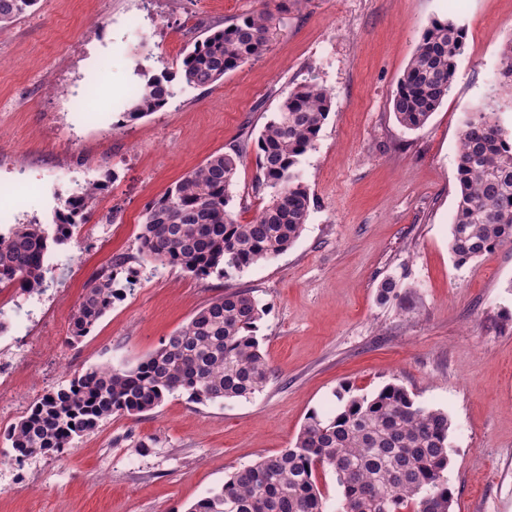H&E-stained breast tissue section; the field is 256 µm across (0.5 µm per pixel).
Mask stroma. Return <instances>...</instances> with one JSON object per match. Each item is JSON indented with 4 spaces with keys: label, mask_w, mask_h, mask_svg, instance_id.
Masks as SVG:
<instances>
[{
    "label": "stroma",
    "mask_w": 512,
    "mask_h": 512,
    "mask_svg": "<svg viewBox=\"0 0 512 512\" xmlns=\"http://www.w3.org/2000/svg\"><path fill=\"white\" fill-rule=\"evenodd\" d=\"M266 0H39L0 27V205L18 224H51L64 198L105 182L86 224L47 261L45 288L0 289V362L26 403L0 397L10 422L89 368L145 359L225 290H249L273 370L263 392L222 403L174 394L136 417L114 415L57 459L36 456L13 480L0 446V512H187L235 469L293 447L311 412L336 393L389 383L447 412L454 512H512V244L457 264L458 135L495 96L512 133V97L492 93L512 37V0H288L257 60L176 96L136 121L125 112L144 79L176 71L194 41ZM141 29L133 31L130 18ZM464 26L447 96L420 129L391 98L431 20ZM315 79L331 108L299 169L309 219L283 254L227 278L143 260L146 206L210 156L247 148L229 209L251 221L269 200L256 186L257 139L289 88ZM121 294L69 343L85 286L117 257ZM397 299L381 302L385 279Z\"/></svg>",
    "instance_id": "35a3bbf8"
}]
</instances>
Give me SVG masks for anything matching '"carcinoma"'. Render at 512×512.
<instances>
[{
  "label": "carcinoma",
  "instance_id": "1",
  "mask_svg": "<svg viewBox=\"0 0 512 512\" xmlns=\"http://www.w3.org/2000/svg\"><path fill=\"white\" fill-rule=\"evenodd\" d=\"M37 0H0V23L28 12ZM270 8L225 22L194 44L174 73L151 76L126 116L141 119L164 108L173 82L207 87L259 58L274 37ZM464 29L452 19L424 30L398 80L392 111L406 129L423 127L448 94L462 54ZM496 83L512 89V39L501 49ZM330 110L328 91L309 79L290 88L257 139V177L269 202L240 223L228 209L243 148L211 156L153 200L143 214L141 255L196 276L224 278L284 253L307 223L311 199L298 170L313 149ZM459 197L448 248L465 264L512 243V139L505 136L497 101L467 113L458 136ZM103 183L80 187L56 212L54 232L18 224L0 234V288L33 293L44 288L46 256L87 221ZM118 259L85 287L71 320V339L86 336L119 296ZM263 308L245 290L210 301L162 346L131 368L94 367L44 394L21 420L0 433L10 455L25 458L69 448L114 415H137L181 393L193 402L250 398L264 390L270 368L256 335ZM332 417L308 416L295 444L235 470L224 485L188 512H327L316 484L329 470L342 489L336 512H451L444 477L450 458V420L415 403L401 386L371 395L336 392Z\"/></svg>",
  "mask_w": 512,
  "mask_h": 512
}]
</instances>
